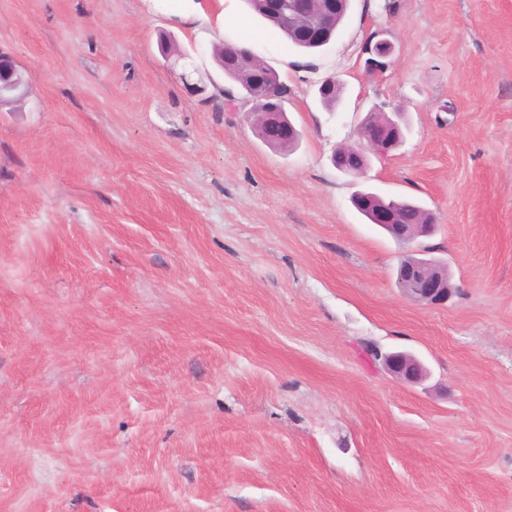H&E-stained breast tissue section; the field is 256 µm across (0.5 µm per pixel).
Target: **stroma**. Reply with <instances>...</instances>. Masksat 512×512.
Returning a JSON list of instances; mask_svg holds the SVG:
<instances>
[{"label":"stroma","mask_w":512,"mask_h":512,"mask_svg":"<svg viewBox=\"0 0 512 512\" xmlns=\"http://www.w3.org/2000/svg\"><path fill=\"white\" fill-rule=\"evenodd\" d=\"M227 42L292 150L225 106ZM0 50V512H512V0H350L314 53L244 0H0ZM371 111L404 141L343 174ZM360 190L434 214L447 303ZM24 84L22 71L15 59L0 52V98L4 94L15 95ZM269 69V64L260 59L254 53H248L242 56L240 70L249 78V82L245 89V99L242 100L244 105L251 104L248 111V118L252 114H261L265 119L266 139L270 143H287L291 142L298 136L297 131L290 121L283 120L280 116L279 97L272 93H279L280 105L282 109V117L288 119L284 102L288 97V86L281 80L279 73L275 68L269 70L264 76L266 86L258 80L259 73ZM256 133L269 144L263 137V125L261 119L256 115ZM270 145V144H269ZM295 145L272 146L275 149L287 152ZM399 263V278L406 298L414 303L436 306L448 301L452 293V285L441 272L434 267L430 259L417 257L416 250L409 249ZM416 256V257H408ZM388 369L399 380L408 383H418L427 376L424 364L412 354L393 352L383 357Z\"/></svg>","instance_id":"1"}]
</instances>
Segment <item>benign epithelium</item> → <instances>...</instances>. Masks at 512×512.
I'll use <instances>...</instances> for the list:
<instances>
[{
    "instance_id": "1",
    "label": "benign epithelium",
    "mask_w": 512,
    "mask_h": 512,
    "mask_svg": "<svg viewBox=\"0 0 512 512\" xmlns=\"http://www.w3.org/2000/svg\"><path fill=\"white\" fill-rule=\"evenodd\" d=\"M255 10L264 15L282 17L288 21L291 32H306L308 39L323 47L332 39L336 28V0H253ZM269 69V64L253 53L242 56L240 70L249 78L243 104L250 105L248 114H260L265 119L266 139L270 143H287L297 136L293 124L280 116L279 97L258 80L259 73ZM24 84L22 71L15 59L0 52V98L15 95ZM400 126L387 120L380 126L361 129L362 144L351 149L357 156H365L370 150L386 156L400 141ZM371 223L389 230L396 239L410 246L425 236L424 225L402 224L398 212L386 205L376 206ZM399 278L406 288V298L414 303L436 306L448 301L452 285L434 262L421 257L405 256L399 266ZM384 363L394 376L408 383H418L427 376L424 364L406 352H393L383 357Z\"/></svg>"
}]
</instances>
